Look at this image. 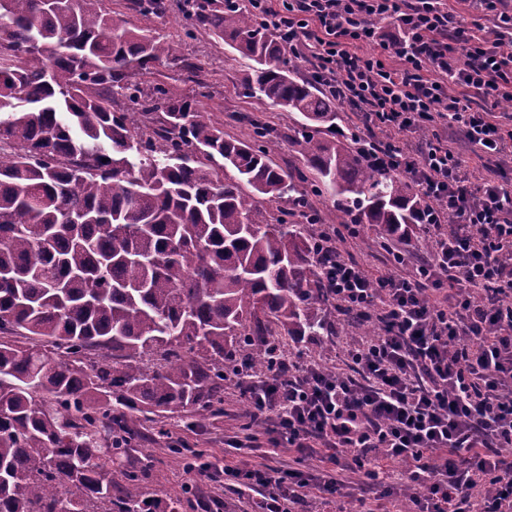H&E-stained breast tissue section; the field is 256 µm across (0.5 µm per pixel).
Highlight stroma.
<instances>
[{"instance_id": "obj_1", "label": "stroma", "mask_w": 512, "mask_h": 512, "mask_svg": "<svg viewBox=\"0 0 512 512\" xmlns=\"http://www.w3.org/2000/svg\"><path fill=\"white\" fill-rule=\"evenodd\" d=\"M112 19L130 27L149 26L154 34L167 37L178 48L179 58L151 66L149 71L137 72L136 78L143 86L162 84L169 91L181 94L202 88V110L211 120L223 123L224 134L230 138L248 139L250 121L272 126L277 133V147L273 154L276 164L283 167L299 165L301 156L295 143L288 140L289 127L297 115L249 97L243 80L250 67L224 41L208 32L196 31L185 37L184 24L178 7H171L166 16L144 21L127 9L126 0H112ZM341 250L363 262L370 278L393 274L396 267L392 254L380 246L365 248L360 239L346 237ZM358 331L337 326L336 337L327 347L302 340L290 344L287 351L291 360L308 357L329 366L342 360V348L357 340ZM242 414L238 391L226 387L224 391V416L208 428L188 435L190 445L203 449L211 468L205 474H186L184 464L176 455L157 446L138 445L124 458V466H148L145 487L154 496L165 499L183 495L182 512H251L253 503L248 495L226 487L223 469L242 461L241 452L224 444L225 435L236 431Z\"/></svg>"}]
</instances>
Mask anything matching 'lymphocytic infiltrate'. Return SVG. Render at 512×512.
I'll return each mask as SVG.
<instances>
[{
    "label": "lymphocytic infiltrate",
    "instance_id": "f902f5d3",
    "mask_svg": "<svg viewBox=\"0 0 512 512\" xmlns=\"http://www.w3.org/2000/svg\"><path fill=\"white\" fill-rule=\"evenodd\" d=\"M289 55L358 115L366 163L405 174L428 198L436 234L427 261L371 279L338 256L324 270L340 308L383 321L345 349L347 368L277 359L239 396L266 425L271 448L326 466H228L224 482L257 497L255 512H291L314 494L346 512L349 485L398 488L404 512H512V184L475 182L464 157L435 136L398 145L421 125L462 127L476 156L512 161V14L505 0H469L496 15L494 37L443 0H249ZM394 21V34L378 20ZM374 45L370 54L360 44ZM447 289L440 300L434 291ZM399 460L401 472L385 468Z\"/></svg>",
    "mask_w": 512,
    "mask_h": 512
}]
</instances>
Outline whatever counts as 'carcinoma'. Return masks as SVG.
Returning a JSON list of instances; mask_svg holds the SVG:
<instances>
[{"label": "carcinoma", "instance_id": "cac0c4a2", "mask_svg": "<svg viewBox=\"0 0 512 512\" xmlns=\"http://www.w3.org/2000/svg\"><path fill=\"white\" fill-rule=\"evenodd\" d=\"M106 2L0 0V512H180L148 498L147 467L115 459L144 442L196 463L167 421L202 429L287 337L336 335L323 228L273 204L305 217L328 195L338 223L384 241L429 207L332 130L336 98L247 7L190 0L187 34L224 40L252 61L250 95L301 115V168L273 162L260 123L226 138L198 95L142 89L131 72L175 59L174 43L114 25Z\"/></svg>", "mask_w": 512, "mask_h": 512}]
</instances>
